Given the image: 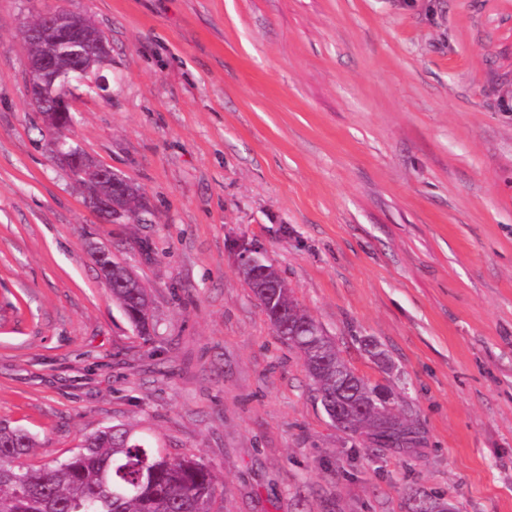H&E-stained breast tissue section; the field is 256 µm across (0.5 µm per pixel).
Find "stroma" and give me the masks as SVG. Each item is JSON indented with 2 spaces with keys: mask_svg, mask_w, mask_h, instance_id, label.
Masks as SVG:
<instances>
[{
  "mask_svg": "<svg viewBox=\"0 0 512 512\" xmlns=\"http://www.w3.org/2000/svg\"><path fill=\"white\" fill-rule=\"evenodd\" d=\"M57 11L111 47L71 141L146 222L101 223L30 105L23 32ZM247 243L420 454L329 419ZM96 246L147 289L150 338ZM1 419L34 464L130 427L216 474L215 512H512V0H0Z\"/></svg>",
  "mask_w": 512,
  "mask_h": 512,
  "instance_id": "stroma-1",
  "label": "stroma"
}]
</instances>
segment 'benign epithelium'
<instances>
[{"mask_svg":"<svg viewBox=\"0 0 512 512\" xmlns=\"http://www.w3.org/2000/svg\"><path fill=\"white\" fill-rule=\"evenodd\" d=\"M47 22L54 27H62L64 34L62 39L72 42H87L86 33L90 24L88 20L79 15L56 12L46 15ZM96 59H81L74 67V72L79 74L76 81L87 82V76L91 75L92 62L97 60L105 64L109 58L107 50H95ZM55 66L54 44L47 43L37 55L28 57L27 81L31 91V103L35 111L39 112L50 135V145L56 158L65 166L71 168L78 166L83 179L79 185L83 189L88 205L98 214L102 222L108 223L124 216L122 201L127 192V187L121 186L112 179V170L95 164L88 157L82 155L75 157L61 150V144L70 128L71 98L75 89L74 85L65 84L64 90L57 103L46 107L48 91L41 82L40 75L53 69Z\"/></svg>","mask_w":512,"mask_h":512,"instance_id":"1","label":"benign epithelium"}]
</instances>
